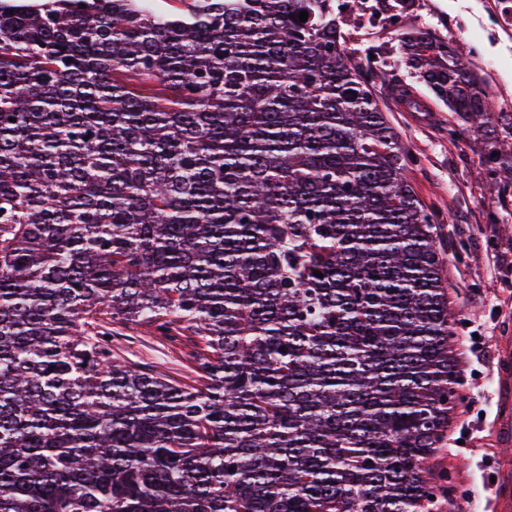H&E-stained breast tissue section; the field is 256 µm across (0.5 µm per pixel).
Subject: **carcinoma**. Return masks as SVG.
Masks as SVG:
<instances>
[{"label":"carcinoma","instance_id":"cac0c4a2","mask_svg":"<svg viewBox=\"0 0 512 512\" xmlns=\"http://www.w3.org/2000/svg\"><path fill=\"white\" fill-rule=\"evenodd\" d=\"M401 63L508 186L512 113L457 45ZM377 76L334 0H0V512L448 496L454 314ZM121 321L191 337L195 384L113 358Z\"/></svg>","mask_w":512,"mask_h":512}]
</instances>
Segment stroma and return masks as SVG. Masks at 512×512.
<instances>
[{"mask_svg":"<svg viewBox=\"0 0 512 512\" xmlns=\"http://www.w3.org/2000/svg\"><path fill=\"white\" fill-rule=\"evenodd\" d=\"M337 18L348 54L356 63L368 55L381 62L373 83L379 106L408 150L410 181L421 201L439 218L437 244L444 260L449 297L456 312L454 333L462 351V392L445 449L435 460L448 471V497L456 512L460 492L474 485L482 512H493L491 479L501 460L512 458L495 428V369L502 339L512 338V189L492 188L468 130L448 135L450 114L402 66L404 33L426 30L461 44L482 75L498 111L512 112V28H485L487 14L512 0H406L401 23L386 26L394 0H339ZM413 83L422 103L411 110L394 97L395 82ZM112 354L130 365L187 381L179 346L155 336L147 326H112Z\"/></svg>","mask_w":512,"mask_h":512,"instance_id":"stroma-1","label":"stroma"}]
</instances>
